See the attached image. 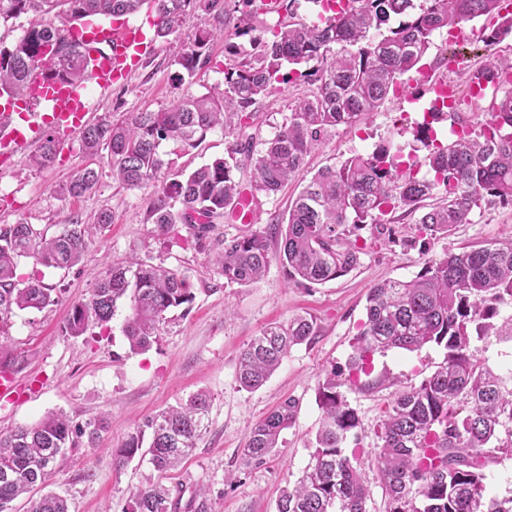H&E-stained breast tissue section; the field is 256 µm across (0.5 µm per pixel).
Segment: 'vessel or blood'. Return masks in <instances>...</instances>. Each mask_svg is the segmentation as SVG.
<instances>
[{
  "label": "vessel or blood",
  "mask_w": 512,
  "mask_h": 512,
  "mask_svg": "<svg viewBox=\"0 0 512 512\" xmlns=\"http://www.w3.org/2000/svg\"><path fill=\"white\" fill-rule=\"evenodd\" d=\"M96 48L89 56L86 82L82 85L35 80L27 112L0 113V166L40 143L46 132H75L83 125L93 99L90 88H105L129 72L149 51L142 31L134 26L98 28Z\"/></svg>",
  "instance_id": "b4317fda"
}]
</instances>
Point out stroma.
<instances>
[{
  "label": "stroma",
  "instance_id": "obj_1",
  "mask_svg": "<svg viewBox=\"0 0 512 512\" xmlns=\"http://www.w3.org/2000/svg\"><path fill=\"white\" fill-rule=\"evenodd\" d=\"M280 2L275 13L258 9L245 35L234 28L233 0H220L219 7L210 11L192 12L179 33L152 41L150 52L126 80L93 90L96 106L87 115L89 122L157 111L185 93L201 94L223 84L224 69L235 59L257 52L259 43L270 39L282 25L315 22L323 11L320 0ZM505 21L502 15L482 17L457 31H437L419 70L400 77L399 91L388 95L368 124L339 126L322 138L306 158L305 178L349 157L371 154L386 141L400 147L404 165L427 154L417 136L431 102L420 83L421 74L465 87L472 72L488 61L483 31ZM199 29L216 35L210 62L194 76L179 77L173 46ZM454 52L463 61L456 69L447 62ZM315 87L314 81L303 79L274 84L252 106L251 117L242 126L212 131L194 147L174 140L163 142L161 151L168 167L159 184L169 185L180 174L228 157L237 143L247 141L260 148L263 140L287 123L292 104ZM489 105L486 99L473 101L459 106L456 116L434 122L437 141L445 144L459 131L479 130L488 118ZM85 165L100 173L95 194L72 198L55 193V186ZM302 188V180H295L276 195H257L254 224L223 220L217 234L230 237L265 229L287 215ZM153 195V187L130 189L114 181L108 151L86 158L74 134L63 142L49 168L29 167L23 155L12 168L0 171V224L24 222L55 229L101 209L112 213L110 227L96 236L77 265L43 270V281L58 293V303L15 312L1 332L5 343L0 346V362L12 364L19 382L36 376L41 383L15 401L0 400V432L38 422L53 412L66 413L79 425L100 415L110 422L98 445L84 443L70 451L48 482L50 491L67 498L71 512H127L132 493L156 481L185 500L195 490H205L211 512H276L282 490L310 461L322 417L320 389L328 379L335 381L358 416L349 449L370 458L395 395L419 385L443 361L445 351L427 345L415 352H378L371 359L370 374H352V344L365 319L369 289L386 279L411 280L429 258L443 251H457L512 232V206L492 203L477 210L471 223L458 225L447 237L429 240L417 224L421 212L431 206L426 200L419 210L400 206L378 223L358 230V243L364 248L361 264L343 277L302 286L289 282L274 261L260 282L243 286L224 280L207 254L196 249L186 225L176 226L169 238L156 236L149 217ZM131 258L161 263L186 276L195 295L190 308L172 310L149 348L138 353L130 352L122 334L130 313L126 301L108 327L92 326L78 337L65 334L71 306L87 299L112 266ZM298 314L315 320V338L293 347L259 390H241L236 380L241 352L265 327ZM200 390L211 396L210 421L192 456L164 476L139 458L116 464L113 452L134 427ZM287 398L294 399L298 409L292 424L282 432L276 453L260 464L245 463L242 450L253 426Z\"/></svg>",
  "mask_w": 512,
  "mask_h": 512
}]
</instances>
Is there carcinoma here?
Wrapping results in <instances>:
<instances>
[{
	"mask_svg": "<svg viewBox=\"0 0 512 512\" xmlns=\"http://www.w3.org/2000/svg\"><path fill=\"white\" fill-rule=\"evenodd\" d=\"M144 0H0V21L30 16L22 36L0 49V95L19 99L30 89L29 79L40 69L50 76L78 83L85 79L88 54L78 40L62 44L73 29L54 25L48 17L71 21L136 13ZM155 35L178 32L184 17L198 9L212 10L218 0H153ZM502 10V0H346L338 11L315 26L287 25L263 44L260 53L224 70V88L185 94L167 109L132 112L117 121L85 128L81 151L110 154L112 178L129 188L158 181L165 167L160 146L177 140L194 146L214 129L227 130L248 119L247 111L280 80L283 66L298 77L315 76L311 96L291 106L288 124L262 143L246 178L226 158L204 164L183 179L154 192L152 224L160 237L177 224L194 230L200 250L218 248L213 259L230 283L260 281L270 262L278 260L288 280L300 285L324 284L360 264L363 247L351 239L366 224L397 206L412 210L430 197L438 202L419 219L420 230L436 240L457 225L470 223L482 203H512V60L491 63L482 74L503 89L491 101L490 119L476 136L463 131L452 143H436L424 122L429 153L425 165L431 177L401 174L395 163L399 148L392 143L371 155L352 156L326 167L303 187L288 209V217L263 231L209 240L213 224L235 217L245 192L278 193L304 168L307 154L338 126L366 122L396 89L403 74L417 68L435 32L453 28ZM398 16V26L381 32ZM215 34L200 29L181 42L176 64L192 76L210 62ZM340 46L321 73L299 66L326 59ZM59 141L47 133L29 159L32 167L52 164ZM99 172L89 166L76 171L58 193L85 197L94 193ZM179 199L173 209L170 200ZM112 224L107 211L88 224H65L50 235L34 224L0 225V332L17 310L43 309L58 302L43 280L23 281L18 260L27 258L45 268L69 269L79 263L94 235ZM512 298V235L461 252L448 251L425 262L411 280H384L368 292L366 319L354 342L352 371L367 373L370 356L391 349L416 351L427 344L446 350L439 366L419 386L398 393L383 422L380 444L372 458L386 499V512H512V498L487 496L485 469L498 455L512 456V370L503 373L481 360L472 347L490 334L512 339V315L497 321L493 303ZM131 303L123 333L130 351L147 349L166 315L189 305L194 294L185 276L172 269L131 260L112 267L90 297L72 305L65 325L71 336L90 324L106 327L117 305ZM315 335V321L304 315L265 328L240 354L237 382L253 392L281 366L290 350ZM211 398L198 391L137 426L114 454L119 464L134 457L148 459L166 473L175 469L206 432ZM322 419L314 450L297 483L282 490L277 512H367L369 491L362 469L365 461L347 453L346 441L358 425L356 411L328 381L321 392ZM296 401L290 398L251 430L243 460L262 463L276 448L293 421ZM108 428L104 416L83 425L64 413H53L35 424L0 433V512L19 497L46 486L59 459L81 439L96 444ZM30 512H70L68 499L47 492ZM129 512H210L205 493L186 503L156 483L135 490Z\"/></svg>",
	"mask_w": 512,
	"mask_h": 512,
	"instance_id": "cac0c4a2",
	"label": "carcinoma"
}]
</instances>
